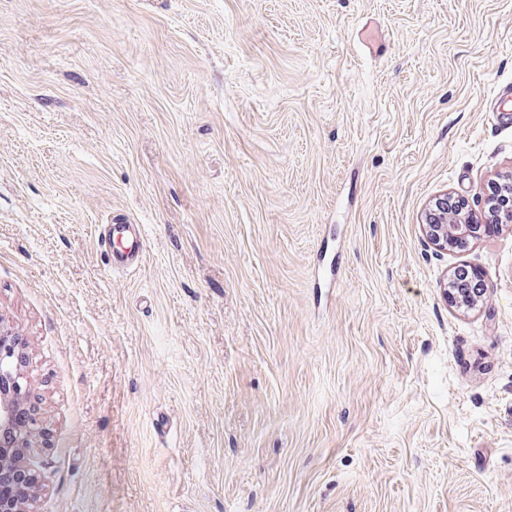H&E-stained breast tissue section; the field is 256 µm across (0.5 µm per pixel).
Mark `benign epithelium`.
I'll return each instance as SVG.
<instances>
[{"instance_id": "benign-epithelium-1", "label": "benign epithelium", "mask_w": 512, "mask_h": 512, "mask_svg": "<svg viewBox=\"0 0 512 512\" xmlns=\"http://www.w3.org/2000/svg\"><path fill=\"white\" fill-rule=\"evenodd\" d=\"M494 224L512 223V190L500 189L490 198ZM426 239L440 249L465 248L479 238L486 225L470 212L448 210V195L435 199L422 222ZM17 345L0 321V481L10 479L17 469L26 468L31 439L38 432V420L27 414V391L23 376L12 364Z\"/></svg>"}]
</instances>
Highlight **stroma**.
<instances>
[{"instance_id":"35a3bbf8","label":"stroma","mask_w":512,"mask_h":512,"mask_svg":"<svg viewBox=\"0 0 512 512\" xmlns=\"http://www.w3.org/2000/svg\"><path fill=\"white\" fill-rule=\"evenodd\" d=\"M511 177L512 0H0L26 512H512ZM490 200L491 224L512 223V188L510 190L498 189ZM448 220V194L435 199L425 212L422 222L426 239L434 246L465 248L478 239L487 225L478 224L471 212L452 210ZM99 240L109 269L130 268L139 263L144 250V234L140 224H104Z\"/></svg>"}]
</instances>
